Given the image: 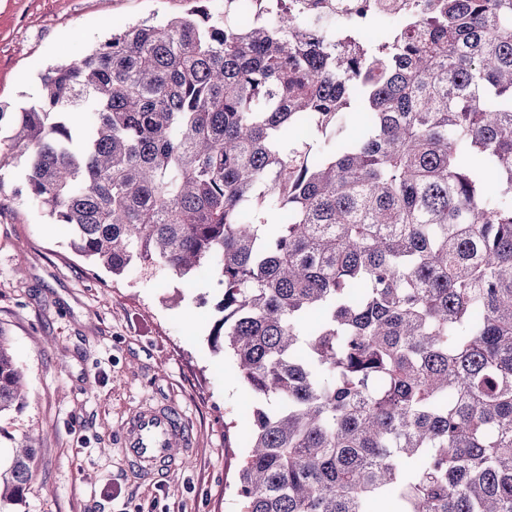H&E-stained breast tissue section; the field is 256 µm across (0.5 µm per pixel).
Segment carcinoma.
Here are the masks:
<instances>
[{
    "instance_id": "obj_1",
    "label": "carcinoma",
    "mask_w": 512,
    "mask_h": 512,
    "mask_svg": "<svg viewBox=\"0 0 512 512\" xmlns=\"http://www.w3.org/2000/svg\"><path fill=\"white\" fill-rule=\"evenodd\" d=\"M206 2L0 108L14 195L115 276L212 274L211 344L255 399L239 512H512V0L337 26ZM24 404L0 333V416Z\"/></svg>"
}]
</instances>
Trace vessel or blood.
<instances>
[{
    "mask_svg": "<svg viewBox=\"0 0 512 512\" xmlns=\"http://www.w3.org/2000/svg\"><path fill=\"white\" fill-rule=\"evenodd\" d=\"M189 433L175 407L147 408L128 423L122 434L126 462L142 479L168 474L178 459V448L186 446Z\"/></svg>",
    "mask_w": 512,
    "mask_h": 512,
    "instance_id": "vessel-or-blood-1",
    "label": "vessel or blood"
}]
</instances>
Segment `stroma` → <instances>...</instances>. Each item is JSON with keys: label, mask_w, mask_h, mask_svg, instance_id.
<instances>
[{"label": "stroma", "mask_w": 512, "mask_h": 512, "mask_svg": "<svg viewBox=\"0 0 512 512\" xmlns=\"http://www.w3.org/2000/svg\"><path fill=\"white\" fill-rule=\"evenodd\" d=\"M192 0H0V105L36 97L48 68L76 61L131 22L184 15ZM27 160L0 168V331L24 375L21 412L0 416V448L39 435L18 512H236L238 423L253 404L213 349L208 274L140 267L115 278L70 247L43 208L15 196ZM170 405L186 453L150 483L121 453L127 421Z\"/></svg>", "instance_id": "obj_1"}]
</instances>
